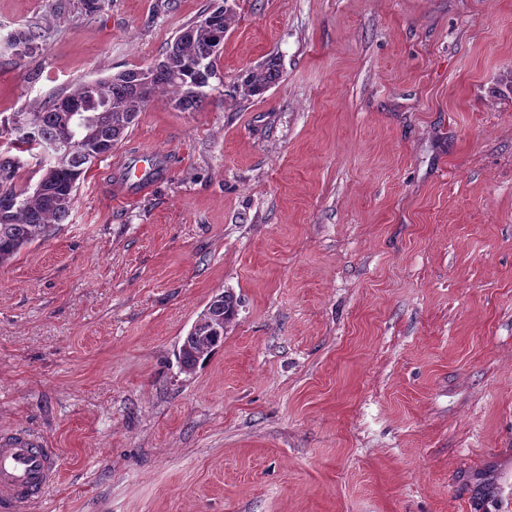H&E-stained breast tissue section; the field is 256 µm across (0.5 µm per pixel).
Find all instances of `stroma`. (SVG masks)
Listing matches in <instances>:
<instances>
[{
    "label": "stroma",
    "instance_id": "1",
    "mask_svg": "<svg viewBox=\"0 0 512 512\" xmlns=\"http://www.w3.org/2000/svg\"><path fill=\"white\" fill-rule=\"evenodd\" d=\"M222 5L203 106L147 102L0 266V432L60 463L32 512H512V0H0V39L36 35L0 118ZM145 149L163 176L116 200ZM280 65L276 59H268L254 68L247 69L238 79L236 92L245 98L263 95L281 79ZM237 301L230 293H221L211 301L197 317L183 338L179 350V362L185 371L196 369L200 361L207 358L220 344H214L206 336L211 335V323L219 321L227 326L236 316Z\"/></svg>",
    "mask_w": 512,
    "mask_h": 512
}]
</instances>
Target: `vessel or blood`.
Wrapping results in <instances>:
<instances>
[{
    "mask_svg": "<svg viewBox=\"0 0 512 512\" xmlns=\"http://www.w3.org/2000/svg\"><path fill=\"white\" fill-rule=\"evenodd\" d=\"M59 459L42 438L16 430L0 435V512H30L57 479Z\"/></svg>",
    "mask_w": 512,
    "mask_h": 512,
    "instance_id": "obj_1",
    "label": "vessel or blood"
}]
</instances>
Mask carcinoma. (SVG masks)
Listing matches in <instances>:
<instances>
[{
    "mask_svg": "<svg viewBox=\"0 0 512 512\" xmlns=\"http://www.w3.org/2000/svg\"><path fill=\"white\" fill-rule=\"evenodd\" d=\"M196 23L188 24L170 42L163 54L166 65L147 87L140 85L139 69L82 82L71 92L38 107L18 112L26 132L9 139L0 150V265L13 259L22 249L45 236L54 224L69 216L76 191L85 177L89 156L102 160L112 153L127 136L138 112L158 94L170 95V103L180 111L200 108L207 98L205 88L219 77L220 47L194 33ZM35 35L20 30L11 35V48L21 57L33 51ZM198 66L192 70L190 66ZM281 79L280 65L275 59L247 69L238 79L236 92L245 98L263 95ZM79 106L91 124L93 136L85 143L71 147L66 156L49 164L39 162L40 177L34 189L19 185L26 157H39L48 146L62 139L69 125L67 109ZM237 301L230 293H221L197 317L183 338L179 362L186 371L196 369L200 361L216 348L208 339L211 324L228 325L236 316Z\"/></svg>",
    "mask_w": 512,
    "mask_h": 512,
    "instance_id": "carcinoma-1",
    "label": "carcinoma"
}]
</instances>
